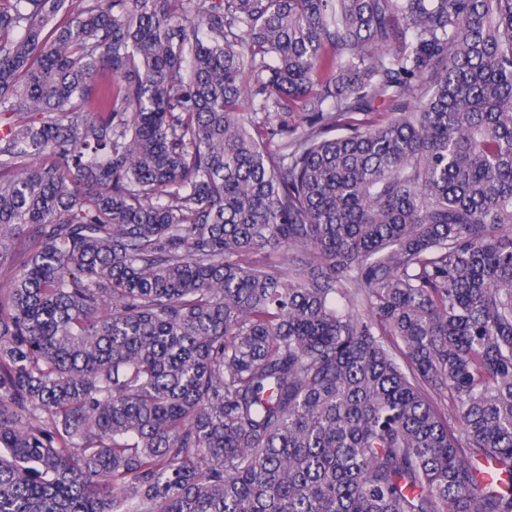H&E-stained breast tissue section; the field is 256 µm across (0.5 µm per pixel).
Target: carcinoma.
I'll list each match as a JSON object with an SVG mask.
<instances>
[{"mask_svg": "<svg viewBox=\"0 0 512 512\" xmlns=\"http://www.w3.org/2000/svg\"><path fill=\"white\" fill-rule=\"evenodd\" d=\"M0 114V512H512V0H0Z\"/></svg>", "mask_w": 512, "mask_h": 512, "instance_id": "carcinoma-1", "label": "carcinoma"}]
</instances>
